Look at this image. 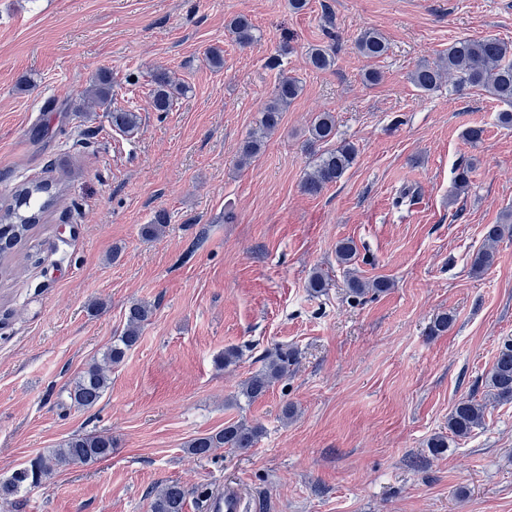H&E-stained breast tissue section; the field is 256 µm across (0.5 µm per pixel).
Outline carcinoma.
I'll list each match as a JSON object with an SVG mask.
<instances>
[{
    "label": "carcinoma",
    "instance_id": "obj_1",
    "mask_svg": "<svg viewBox=\"0 0 512 512\" xmlns=\"http://www.w3.org/2000/svg\"><path fill=\"white\" fill-rule=\"evenodd\" d=\"M229 33L241 46H248L257 39L253 25L244 17H235L227 24ZM356 51L367 59H378L388 50L385 37L376 30L363 32L355 42ZM307 61L315 71H327L335 65V55L327 47L314 45L306 50ZM458 90L479 88L504 105L498 113L503 125H512V44L495 37L461 39L448 47V53L435 63H421L409 74L413 86L422 93L438 89L443 79ZM152 108L156 112H168L174 104V92L179 90L168 73L157 70L153 75ZM300 81L292 75H280L273 95L261 110L256 126L240 148L239 163L246 165L258 154L267 139L277 128L282 112L299 96ZM92 102L109 112L112 126L119 131L131 132L139 124V116L112 104V75L101 72L89 90ZM336 138V122L330 112H320L309 126V144L315 146ZM357 155L355 146L341 142L336 147L319 154L312 171L303 182L306 193L315 195L337 183L351 167ZM472 163H461L456 168L452 194L465 192L470 183ZM58 196L53 183L31 182L20 187L15 203L0 208V250L8 252L22 240ZM512 238V212L503 215L500 224L485 228L484 245L471 258L474 273L489 269L495 261L496 246L504 237ZM357 248L353 241L343 240L336 248L337 260L350 266L354 264ZM349 296L361 298L369 293L385 292L390 282L385 278L364 280L355 272H349L347 280ZM152 316V309L145 303H133L126 312L124 329L99 361L83 367L71 382L69 398L78 408L89 409L99 403L109 387V372L120 364L128 351L139 342L141 329ZM296 360V352L288 347H277L264 357L262 368L253 373L240 391L247 402L252 403L266 395L276 381L288 372ZM493 398L499 402L512 401V338L504 339L498 349L492 368L487 376ZM484 417V406L468 397L460 399L448 416V430L456 438L468 437L479 427ZM262 435L258 425L236 422L223 429L192 439L187 452L197 457H207L216 448L247 450L256 445ZM112 455V435L93 433L75 435L56 448H51L14 470L6 479H0V503L9 504L26 490L39 487L51 479L54 472L64 466L90 465ZM187 491L177 482L164 484L151 496L150 512H184Z\"/></svg>",
    "mask_w": 512,
    "mask_h": 512
}]
</instances>
